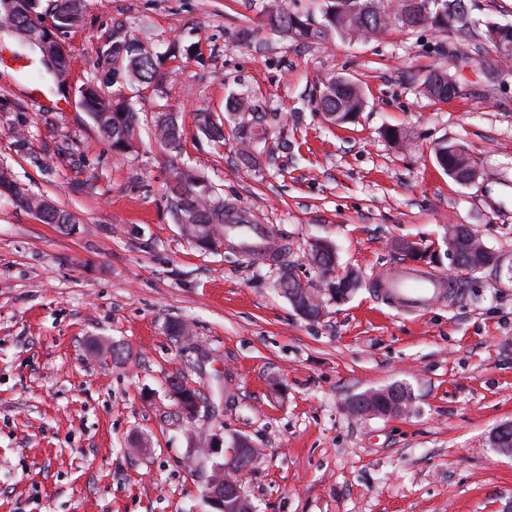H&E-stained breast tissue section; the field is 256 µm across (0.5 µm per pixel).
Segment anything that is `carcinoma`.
I'll use <instances>...</instances> for the list:
<instances>
[{"mask_svg": "<svg viewBox=\"0 0 512 512\" xmlns=\"http://www.w3.org/2000/svg\"><path fill=\"white\" fill-rule=\"evenodd\" d=\"M41 0H0V31L18 33L21 26L37 13ZM85 0H53L51 15L67 29L76 27L82 19ZM322 21L316 25L300 15L286 12L275 2L266 5L259 28L244 30L240 40H251L256 32L269 30L299 42L313 43L330 34L341 37H373L391 27L406 29H430L438 32L460 30L470 22L467 0H322ZM484 40L503 59L512 57V26L488 24L483 32ZM53 59L60 78L69 76V55L65 45L50 44L48 52L40 56ZM174 54L162 55L152 47L129 35L123 27L112 30V36L104 51L105 62L112 66V74L121 75L133 85L146 84L161 87L174 73L166 68V62ZM455 81L446 70L432 69L423 80V92L439 101L448 100V87ZM79 102L88 112L99 132L112 144L118 155L127 153L140 135L137 103L132 97L115 93L108 98L99 88L86 84L78 88ZM314 103L318 111L335 115V121L345 124L353 121L363 111L366 100L356 83L346 76H331L316 87ZM229 128L239 147L241 161L255 162L254 152L266 141L263 127V111L260 103L251 95L232 93L226 99L224 117L212 118L202 114V131L217 142L224 141V128ZM154 138L163 147L166 163L171 170L174 184L171 192L176 197L175 221L196 244L205 240L216 243L224 234L226 224H250L252 220L240 206L224 200L215 188L200 174L182 162V134L175 118L161 112L154 119ZM465 148L443 142L435 149V159L450 178L460 173V163ZM17 206L34 209L44 224H74V216L50 203L47 199L20 189L14 193ZM448 250L460 259L471 253L482 254V267L497 268L493 252L478 244L473 235L448 234ZM310 261L321 277L334 273L336 253L322 240L310 243Z\"/></svg>", "mask_w": 512, "mask_h": 512, "instance_id": "cac0c4a2", "label": "carcinoma"}]
</instances>
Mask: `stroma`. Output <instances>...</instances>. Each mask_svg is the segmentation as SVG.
<instances>
[{
    "mask_svg": "<svg viewBox=\"0 0 512 512\" xmlns=\"http://www.w3.org/2000/svg\"><path fill=\"white\" fill-rule=\"evenodd\" d=\"M265 2L86 0L60 34L72 86L122 88L103 56L119 24L157 52L186 50L161 89L134 88L141 132L121 156L77 96L45 107L60 96L38 52L0 35V166L77 219L45 224L0 195V512H211L217 433L262 449L243 476L257 512H512V457L491 444L512 421V280L435 265L459 292L425 311L376 291L403 262L393 240L431 247L446 224L472 225L512 263V62L477 30L236 43ZM440 67L459 81L454 100L420 91ZM334 74L366 97L339 127L312 101ZM233 91L265 110L253 168L199 128ZM161 107L183 129L185 164L268 225L302 281L330 286L307 258L321 238L358 290L309 321L280 293L275 260L186 238L150 130ZM443 142L468 149L475 184L437 165ZM174 322L188 333L171 336ZM174 377L204 397L195 419L179 416ZM393 384L411 391L406 415L347 412L353 395Z\"/></svg>",
    "mask_w": 512,
    "mask_h": 512,
    "instance_id": "35a3bbf8",
    "label": "stroma"
}]
</instances>
